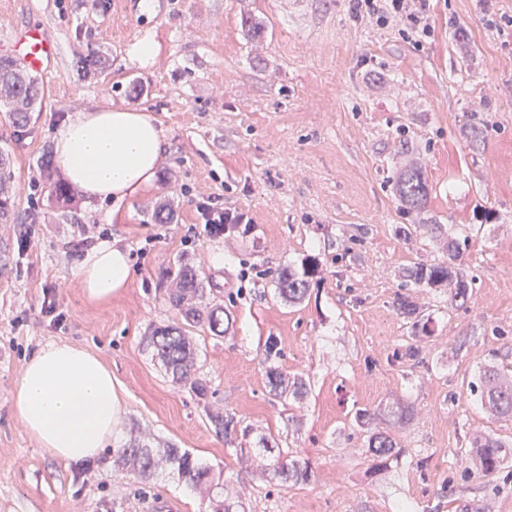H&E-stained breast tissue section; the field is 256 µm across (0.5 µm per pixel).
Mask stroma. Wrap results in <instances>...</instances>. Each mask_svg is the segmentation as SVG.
<instances>
[{"label":"stroma","mask_w":512,"mask_h":512,"mask_svg":"<svg viewBox=\"0 0 512 512\" xmlns=\"http://www.w3.org/2000/svg\"><path fill=\"white\" fill-rule=\"evenodd\" d=\"M0 0V31L48 28L58 49L39 74L43 98L26 128L0 106V152L13 197L0 222V512H213L207 489L187 488L168 465L141 481L117 450L64 466L29 437L11 391L49 342L84 346L126 391L120 448H182L213 473L245 485V512H512V419H495L469 391L487 369L512 382V0H431L430 33L403 38L350 0ZM158 54L144 67L142 38ZM96 51L107 66L81 78ZM148 112L164 149L155 183L112 205L75 192L61 219L39 159L81 112ZM426 171L425 203L394 189L412 163ZM248 211L252 222L206 232L196 207ZM171 223L154 218L158 207ZM469 226L461 264L467 303L447 289L415 288L408 272L447 259ZM406 226L411 239L398 236ZM116 242L133 261L128 288L88 303L76 277L84 251ZM315 261L305 298L281 299L275 277ZM185 262L232 319L224 337L190 334L208 393L175 382L149 337L177 321L168 267ZM409 295L428 324L394 307ZM52 308H44V299ZM280 355L266 359L268 337ZM422 356L397 359L405 346ZM306 384L275 398L266 372ZM414 407L388 429L400 455L372 467L355 411ZM221 410L280 448L302 451L310 479L276 485L236 457L253 447L215 432ZM506 441L494 479L465 469L476 437Z\"/></svg>","instance_id":"1"}]
</instances>
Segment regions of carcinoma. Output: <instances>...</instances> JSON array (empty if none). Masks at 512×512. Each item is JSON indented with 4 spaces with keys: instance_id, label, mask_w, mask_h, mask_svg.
I'll list each match as a JSON object with an SVG mask.
<instances>
[{
    "instance_id": "obj_1",
    "label": "carcinoma",
    "mask_w": 512,
    "mask_h": 512,
    "mask_svg": "<svg viewBox=\"0 0 512 512\" xmlns=\"http://www.w3.org/2000/svg\"><path fill=\"white\" fill-rule=\"evenodd\" d=\"M103 64L102 55L93 51L77 60V68L85 76L98 71ZM39 98L38 78L29 75L14 60L1 56L0 102L12 113L13 123L18 126L28 123L30 112L34 111ZM40 167L49 182L51 197L58 205L68 206L72 200L71 190L65 182L54 178L49 154L41 157ZM5 168L6 159L0 156V219L7 216L9 199ZM396 192L409 207L421 206L428 196L427 180L422 167L414 166L402 174L396 183ZM460 254V242L454 239L448 243V261L419 264L409 271V278L419 287L447 286L448 301L463 305L469 299V281L458 263ZM318 273V265L313 260L302 264L299 271L290 267L280 270L275 278L278 296L289 303L301 301L307 293L309 280ZM173 276L176 288L170 295V302L181 310L183 322L155 328L150 336V345L174 380L189 384L197 395L204 397L208 392V384L205 379L196 376V352L188 333L191 328L205 325L212 335L224 336V307L205 301L203 279L195 267L181 265L175 269ZM395 308L404 317L412 319L414 326H420L419 309L408 297H397ZM267 386L271 394L279 397L290 394L300 398L304 389L303 382L290 381L287 374L276 368L268 370ZM469 390L496 417L512 418V384L501 382L495 370L488 369L480 374L478 381L469 384ZM208 418L218 433L227 434L234 429V417L222 411H210ZM506 447L507 444L494 433H486L475 441L481 476L490 477L499 473L502 452ZM368 448L376 469L385 467L390 458L397 456L394 441L385 433L370 435ZM239 451L241 458L250 459L256 466L271 472L273 478L283 485L309 479L308 462L298 454L288 455L277 450L275 440L265 435L258 439V451L242 447ZM120 458L127 472L141 480L152 477L159 464L158 454L140 443H132L122 449ZM163 458L186 486L196 489L209 481L211 469L198 463L189 452L180 448H166Z\"/></svg>"
}]
</instances>
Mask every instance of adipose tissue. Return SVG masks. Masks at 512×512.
Masks as SVG:
<instances>
[{
  "label": "adipose tissue",
  "mask_w": 512,
  "mask_h": 512,
  "mask_svg": "<svg viewBox=\"0 0 512 512\" xmlns=\"http://www.w3.org/2000/svg\"><path fill=\"white\" fill-rule=\"evenodd\" d=\"M163 134L153 117L129 108L83 112L53 140L54 162L88 200L122 202L155 181ZM85 299L111 301L133 273L120 246L99 243L77 267ZM125 390L86 349L60 342L41 347L14 386L11 404L27 434L61 462L83 465L99 458L119 433Z\"/></svg>",
  "instance_id": "adipose-tissue-1"
}]
</instances>
